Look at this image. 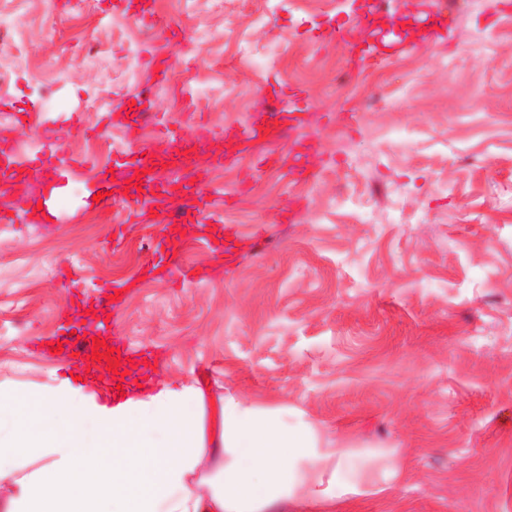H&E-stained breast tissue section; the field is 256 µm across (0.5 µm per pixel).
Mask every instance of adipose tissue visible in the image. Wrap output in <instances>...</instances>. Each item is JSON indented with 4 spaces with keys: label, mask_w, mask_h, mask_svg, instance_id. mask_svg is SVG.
<instances>
[{
    "label": "adipose tissue",
    "mask_w": 512,
    "mask_h": 512,
    "mask_svg": "<svg viewBox=\"0 0 512 512\" xmlns=\"http://www.w3.org/2000/svg\"><path fill=\"white\" fill-rule=\"evenodd\" d=\"M301 410L232 387L125 390L109 403L67 378L0 385V512H274L378 493Z\"/></svg>",
    "instance_id": "ef3b65f1"
}]
</instances>
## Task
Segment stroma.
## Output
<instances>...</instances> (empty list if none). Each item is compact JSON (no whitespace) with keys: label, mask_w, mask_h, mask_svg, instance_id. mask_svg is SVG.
Masks as SVG:
<instances>
[{"label":"stroma","mask_w":512,"mask_h":512,"mask_svg":"<svg viewBox=\"0 0 512 512\" xmlns=\"http://www.w3.org/2000/svg\"><path fill=\"white\" fill-rule=\"evenodd\" d=\"M78 2L0 0L22 23L0 56L11 73L0 102L29 108L43 83L54 100L27 130L0 116V147L93 139L91 94L104 109L149 98L171 131L210 123L215 141L200 161L211 188L235 198L223 219L245 240L264 225L265 245L227 263L184 241L209 278L182 284L144 271L159 224L108 210L80 231L85 188L115 160L134 164L117 125L108 150L86 153L71 177L76 205L62 223L0 224V383L74 377L70 363L32 347L76 322L57 272L69 264L89 290L126 281L117 331L153 350L162 378L288 403L328 435L388 451L376 474L403 470L381 495L288 512H512V7L449 0L444 38L405 37L379 72L337 44L326 16L278 11L259 23L245 0H227L221 18L207 0H153L197 45L160 86L127 63L133 13L109 0L87 13ZM323 58L351 82L320 73ZM270 85L310 94L300 135L319 172L301 195L283 172L262 196L239 193L251 161L214 164L230 147L226 128L262 111ZM285 207L292 222L273 217ZM49 246L57 269L37 275Z\"/></svg>","instance_id":"1"}]
</instances>
